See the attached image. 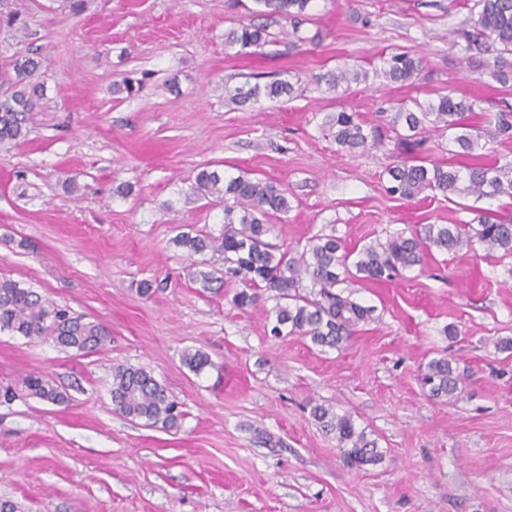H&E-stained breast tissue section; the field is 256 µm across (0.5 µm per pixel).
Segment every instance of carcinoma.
Segmentation results:
<instances>
[{"label": "carcinoma", "instance_id": "carcinoma-1", "mask_svg": "<svg viewBox=\"0 0 512 512\" xmlns=\"http://www.w3.org/2000/svg\"><path fill=\"white\" fill-rule=\"evenodd\" d=\"M313 0H255L263 7L258 16L289 22L297 35L299 20ZM470 27L449 33L450 47L460 63L467 66L493 58L492 77L504 87L512 86V0H471ZM272 43L267 26L250 23L228 32L225 44L241 53H252ZM42 61L34 55L18 56L13 61L18 89L0 99V144L18 142L27 134V121L38 101L44 97L43 85L33 80ZM422 69V59L414 52H395L381 58L373 72L345 66L335 72L313 76L316 84L335 91L343 85L369 76L388 82L405 83ZM301 87L275 79L263 85L237 86L230 98L240 105L263 96L271 101L296 97ZM477 101L440 94L435 99L413 100L412 107L401 106L387 115V130L367 129L354 112L339 111L326 117L325 125L335 130L336 144L349 153H363L384 143L391 134L409 157L387 169V191L400 199L413 200L427 190L476 197L507 196L512 199V161L504 165H476L460 169L453 162L438 163L424 156L427 136L448 138V154L469 156L480 148L478 135L468 124V115ZM498 136L512 139V112L488 114ZM196 195L213 196L224 202V226L217 235L207 230L195 234L180 232L177 246L187 251L191 266L199 267L195 277L203 288L237 284L232 298L239 308L260 305L262 292L275 301L271 308L274 336H307L317 346L336 348L347 341L359 324L370 319L372 309L344 294L340 287L359 281L392 280L405 269L419 265L435 252L476 250L486 254L501 252L512 256V217L491 212L478 213L464 224H424L405 234H393L384 243L370 244L359 252L349 251L332 235L314 236L302 252L292 255L270 243L271 217H281L290 209L288 189L244 175L229 179L217 171H199L191 184ZM0 332L30 340L51 341L78 353L103 350L111 341L100 323L74 316L64 308L19 282L0 278ZM183 362L197 374L211 365L200 349L187 350ZM430 396L448 401L463 392L462 380L446 357L431 359L422 374ZM21 387L28 394L55 403L60 394L41 376L28 375ZM111 399L113 411L147 427L173 428L181 411L167 389L142 367L117 364L112 367ZM315 420L336 433L343 459L351 468L375 464L382 459L377 442L356 428L348 414L316 404L311 408Z\"/></svg>", "mask_w": 512, "mask_h": 512}]
</instances>
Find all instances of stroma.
Masks as SVG:
<instances>
[{
  "instance_id": "stroma-1",
  "label": "stroma",
  "mask_w": 512,
  "mask_h": 512,
  "mask_svg": "<svg viewBox=\"0 0 512 512\" xmlns=\"http://www.w3.org/2000/svg\"><path fill=\"white\" fill-rule=\"evenodd\" d=\"M254 0H0L27 28H0V98L15 56L36 54L46 95L25 140L0 146V277L33 288L111 341L79 354L0 333V386L43 375L64 399L0 404V497L25 512H512V257L438 253L385 283L361 282L371 307L339 348L274 337L260 311L232 303L234 286L202 290L173 238L219 232L223 204L191 194L206 166L288 188L290 210L269 236L302 250L316 235L348 249L424 224L512 212V199L385 189L395 141L341 151L327 114H384L450 93L475 98L469 123L484 164L512 160V139L486 115L512 112V88L488 67L460 65L451 30L466 0H314L299 43L262 53L227 47L255 22ZM396 51L423 59L413 81L327 91L312 75L368 67ZM300 81L302 95L232 102L227 88ZM138 82L129 94L125 81ZM151 295L138 291L141 281ZM455 328L448 336L446 328ZM188 349L211 367L191 372ZM448 357L466 384L454 403L429 397L426 364ZM146 368L184 413L172 429L112 411V367ZM350 414L382 459L348 467L314 404Z\"/></svg>"
}]
</instances>
